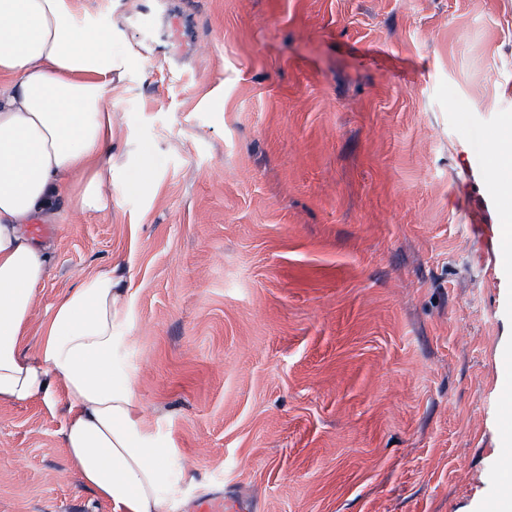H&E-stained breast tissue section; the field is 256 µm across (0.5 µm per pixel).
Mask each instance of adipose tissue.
<instances>
[{
    "label": "adipose tissue",
    "mask_w": 512,
    "mask_h": 512,
    "mask_svg": "<svg viewBox=\"0 0 512 512\" xmlns=\"http://www.w3.org/2000/svg\"><path fill=\"white\" fill-rule=\"evenodd\" d=\"M129 64L71 0H0V406L65 394L63 444L83 484L112 512H174L170 451L125 363L126 289L86 275L28 343L49 259L24 226L64 196L109 208L112 83Z\"/></svg>",
    "instance_id": "obj_1"
}]
</instances>
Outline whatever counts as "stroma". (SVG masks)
<instances>
[{"mask_svg":"<svg viewBox=\"0 0 512 512\" xmlns=\"http://www.w3.org/2000/svg\"><path fill=\"white\" fill-rule=\"evenodd\" d=\"M166 20L144 39L145 5ZM112 84V207L59 200L33 326L91 272L128 290L175 512H485L512 440L503 173L512 0H73ZM67 405L0 406V512H112Z\"/></svg>","mask_w":512,"mask_h":512,"instance_id":"35a3bbf8","label":"stroma"}]
</instances>
